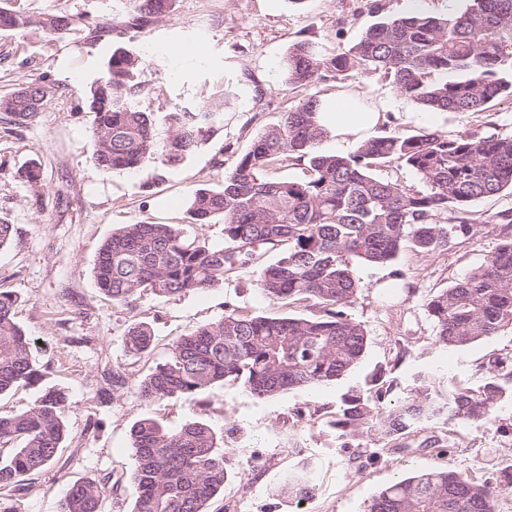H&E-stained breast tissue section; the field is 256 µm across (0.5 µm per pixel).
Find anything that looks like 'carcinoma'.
I'll use <instances>...</instances> for the list:
<instances>
[{"label":"carcinoma","instance_id":"cac0c4a2","mask_svg":"<svg viewBox=\"0 0 512 512\" xmlns=\"http://www.w3.org/2000/svg\"><path fill=\"white\" fill-rule=\"evenodd\" d=\"M173 0H133L120 26L144 29L169 15ZM34 18L0 7V30L39 27L59 39L82 24L79 15ZM141 59L119 51L91 92L95 113V159L108 170L135 171L148 163L175 165L204 140L216 116L231 105L224 79L214 81L209 100L169 114L170 135L156 137L148 113L135 104L133 82ZM286 83L306 90L326 74H381L405 98L427 112L479 114L498 100L512 99V0H473L450 18L424 13L378 22L350 48L321 52L294 44L282 61ZM48 99L41 84H28L0 97V112L27 122ZM320 100L301 99L251 145L218 190L191 193L186 213L194 224L224 221V244L185 236L177 224L137 223L116 228L102 244L93 267L97 287L115 307L134 306L146 295L202 293L226 276L252 265L256 286L282 307L303 304L306 316L253 315L237 309L175 339L167 359L141 380L148 402L189 399L211 392L218 382L240 380L260 400L292 390L331 384L361 360L368 342L364 325L349 314L361 291L353 262L384 264L410 242L422 253L448 247L453 239L479 233L469 207L512 190V136L476 132L452 136L438 130L415 135L367 138L348 155L324 153L327 131L317 120ZM415 170L426 186L417 191L374 174L386 163ZM304 167L301 180L273 175ZM446 215L448 223L440 221ZM272 263L262 262L267 253ZM17 296L0 290V394L38 381L41 371L30 341L15 323ZM435 322V344L465 348L512 327V235L484 261L427 303ZM154 331L134 322L124 333L132 357L151 352ZM488 372L512 380V358H490ZM392 390L385 371L343 398L336 427L353 438L376 432L392 441L422 422H497L506 389L491 381L482 389L455 385L443 402L427 385L394 410L384 406ZM66 394L45 390L29 410L0 416V486L49 466L66 435L62 409ZM136 494L130 512H209L224 493L230 472L224 440L199 421L169 430L151 418L131 429ZM15 441L18 448H5ZM315 487L302 472L288 474L282 492L309 497ZM500 489L436 468L391 483L370 512H496ZM103 487L74 483L60 512H101Z\"/></svg>","mask_w":512,"mask_h":512}]
</instances>
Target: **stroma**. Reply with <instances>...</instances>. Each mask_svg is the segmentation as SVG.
<instances>
[{"label": "stroma", "instance_id": "35a3bbf8", "mask_svg": "<svg viewBox=\"0 0 512 512\" xmlns=\"http://www.w3.org/2000/svg\"><path fill=\"white\" fill-rule=\"evenodd\" d=\"M0 6L30 15L69 13L84 23L53 40L38 28L22 33L0 30V96L29 83L49 90L35 117L15 126L0 113V222L12 225L13 242L0 250V290L15 292L14 320L30 337L42 378L0 395V415L28 410L49 387L63 389L68 437L54 462L27 478L24 491L0 487L20 512H59L77 481L105 483L124 475L121 503L104 493L101 512H130L136 493L132 480L130 429L150 417L177 429L190 421L207 423L224 438L233 473L216 501L220 512H369L385 486L416 473L445 467L462 476L501 487L496 512H512V407L494 425L462 424L443 418L423 422L416 440L436 435L443 446L388 451L373 434L343 436L333 422L341 397L377 371L393 382L392 404L403 402L419 379L432 396L446 400L453 385L480 389L490 375L488 358H512V331L461 349L434 342L435 323L428 299L480 265L502 241L494 218L512 211V193L475 202L480 233L454 240L448 250L421 254L405 247L390 263L355 264L362 291L351 309L365 325L370 342L360 363L342 380L315 389L254 399L236 381L216 386L199 401L144 402L139 380L165 360L178 336L194 326L221 319L225 310L250 314L276 312L255 286L254 267L238 269L223 286L204 294L145 297L132 310H118L97 288L93 266L98 250L115 227L155 222L180 225L187 236L224 242L221 220L193 224L183 207L199 188H219L253 141L304 94L317 98L345 94L380 112L379 135H413L426 129L466 135L478 127L512 134V100H499L474 117L467 112L427 115L379 75H331L308 92L288 88L281 64L289 47L308 41L321 50L346 48L381 19L410 13L409 0H173L170 15L145 29H116L91 39L95 26L123 20L130 0H0ZM202 49V57L184 48ZM126 48L145 58L136 77L137 103L158 137L169 134L168 114L178 106L200 105L224 78L235 94L219 115L208 143L173 166L148 164L136 171L107 170L94 160V115L90 89L112 53ZM37 164L40 188L21 171ZM405 280L400 294L374 288L386 277ZM149 322L156 347L143 357L128 355L127 326ZM126 366L127 383L106 393L104 375ZM307 469L314 496L283 495L288 473Z\"/></svg>", "mask_w": 512, "mask_h": 512}]
</instances>
